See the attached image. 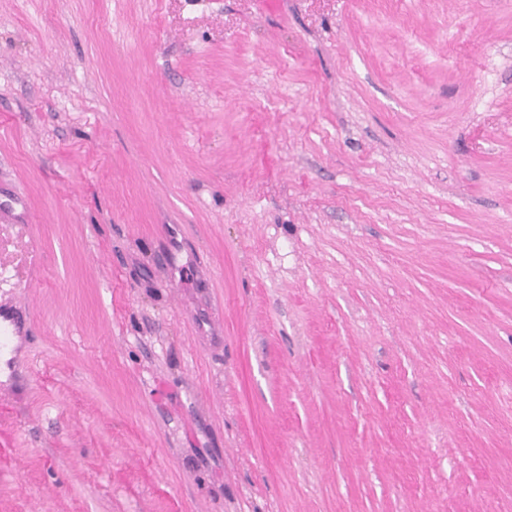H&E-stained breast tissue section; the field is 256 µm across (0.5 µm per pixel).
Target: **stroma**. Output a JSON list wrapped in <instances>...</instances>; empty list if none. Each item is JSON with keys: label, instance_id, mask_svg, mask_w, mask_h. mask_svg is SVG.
<instances>
[{"label": "stroma", "instance_id": "1", "mask_svg": "<svg viewBox=\"0 0 512 512\" xmlns=\"http://www.w3.org/2000/svg\"><path fill=\"white\" fill-rule=\"evenodd\" d=\"M0 512H512V0H0Z\"/></svg>", "mask_w": 512, "mask_h": 512}]
</instances>
